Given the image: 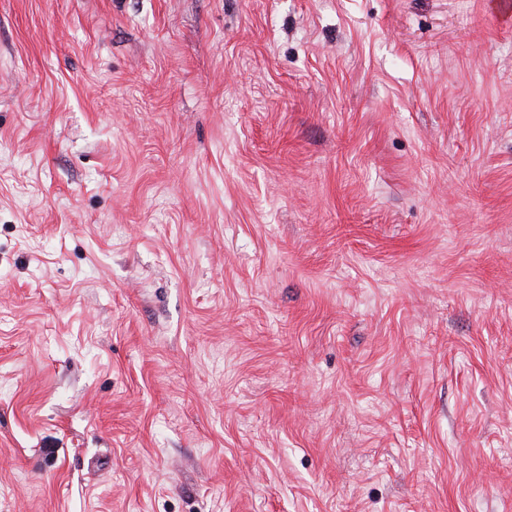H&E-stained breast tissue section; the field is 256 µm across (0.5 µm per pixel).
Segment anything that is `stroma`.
<instances>
[{
	"label": "stroma",
	"mask_w": 512,
	"mask_h": 512,
	"mask_svg": "<svg viewBox=\"0 0 512 512\" xmlns=\"http://www.w3.org/2000/svg\"><path fill=\"white\" fill-rule=\"evenodd\" d=\"M0 512H512V27L0 0Z\"/></svg>",
	"instance_id": "obj_1"
}]
</instances>
